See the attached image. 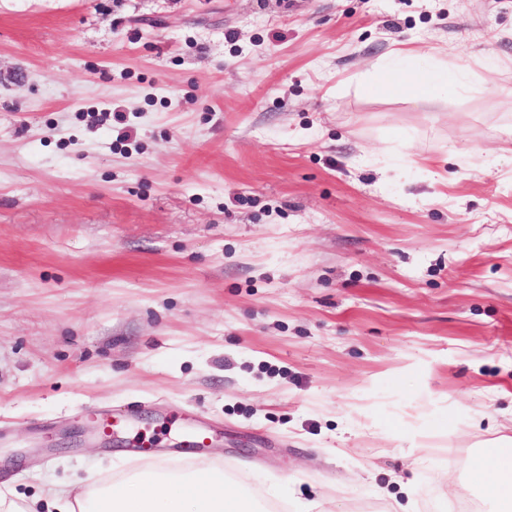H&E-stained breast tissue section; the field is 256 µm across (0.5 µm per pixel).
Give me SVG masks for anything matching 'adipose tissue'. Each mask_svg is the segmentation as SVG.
<instances>
[{
    "label": "adipose tissue",
    "instance_id": "adipose-tissue-1",
    "mask_svg": "<svg viewBox=\"0 0 512 512\" xmlns=\"http://www.w3.org/2000/svg\"><path fill=\"white\" fill-rule=\"evenodd\" d=\"M393 90L417 100L430 99L445 84L461 86L463 72L450 75L423 74L408 77L394 71L388 77ZM472 472L496 477L491 491L499 501V512H512V455H499L477 462ZM46 512H242L241 494L229 486L221 471L199 469L192 472L170 470L162 462L136 469L119 485L87 482L78 487L50 489L41 495ZM36 501V502H39ZM29 500L9 484L0 485V512H36Z\"/></svg>",
    "mask_w": 512,
    "mask_h": 512
}]
</instances>
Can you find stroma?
Wrapping results in <instances>:
<instances>
[{"instance_id": "stroma-1", "label": "stroma", "mask_w": 512, "mask_h": 512, "mask_svg": "<svg viewBox=\"0 0 512 512\" xmlns=\"http://www.w3.org/2000/svg\"><path fill=\"white\" fill-rule=\"evenodd\" d=\"M503 79L512 0H0V483L146 465L92 426L132 407L258 512H497ZM388 82L391 83L393 90L403 96H407L417 100H428L442 86H448V83L453 86L465 85L464 72L459 71L451 75H431L423 74L415 78L408 77V74L396 70L388 77Z\"/></svg>"}]
</instances>
